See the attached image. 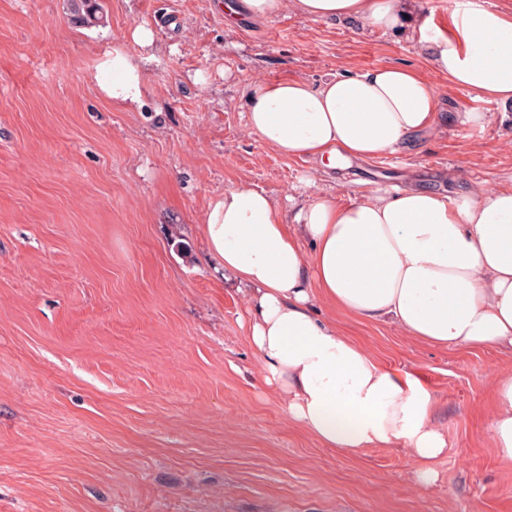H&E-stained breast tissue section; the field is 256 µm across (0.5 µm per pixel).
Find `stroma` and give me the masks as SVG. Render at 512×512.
Returning <instances> with one entry per match:
<instances>
[{
	"mask_svg": "<svg viewBox=\"0 0 512 512\" xmlns=\"http://www.w3.org/2000/svg\"><path fill=\"white\" fill-rule=\"evenodd\" d=\"M0 0V512H512L490 432L491 371L462 350L358 323L343 334L434 396L448 438L434 481L403 448L351 455L290 422L248 339L247 301L201 238L211 197L249 185L280 205L382 193L351 167L278 155L245 125L253 82L318 84L391 64L438 92L440 122L383 174L512 189V107L449 82L403 30L292 10L226 21L218 0ZM154 32L143 105L87 78L134 26ZM482 122L460 126L457 113Z\"/></svg>",
	"mask_w": 512,
	"mask_h": 512,
	"instance_id": "35a3bbf8",
	"label": "stroma"
}]
</instances>
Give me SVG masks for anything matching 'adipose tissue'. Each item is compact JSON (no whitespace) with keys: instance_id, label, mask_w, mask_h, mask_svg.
<instances>
[{"instance_id":"ef3b65f1","label":"adipose tissue","mask_w":512,"mask_h":512,"mask_svg":"<svg viewBox=\"0 0 512 512\" xmlns=\"http://www.w3.org/2000/svg\"><path fill=\"white\" fill-rule=\"evenodd\" d=\"M287 8L390 29L407 0H242L256 17ZM448 11L452 32L417 28L432 65L477 97L512 106V14L484 0H448ZM93 78L113 102L141 106L143 72L123 46L99 59ZM438 117L434 87L398 65L315 87L299 78L258 81L247 102L251 134L282 156L332 169L395 151L433 131ZM202 235L215 270L246 290L250 343L289 419L351 454L409 449L420 477L434 478L448 440L432 422V394L342 336L314 306L389 323L435 346L512 348V190L478 187L452 198L410 189L345 205L318 192L289 220L264 191L240 185L210 200ZM490 435L512 461V373L494 377Z\"/></svg>"}]
</instances>
